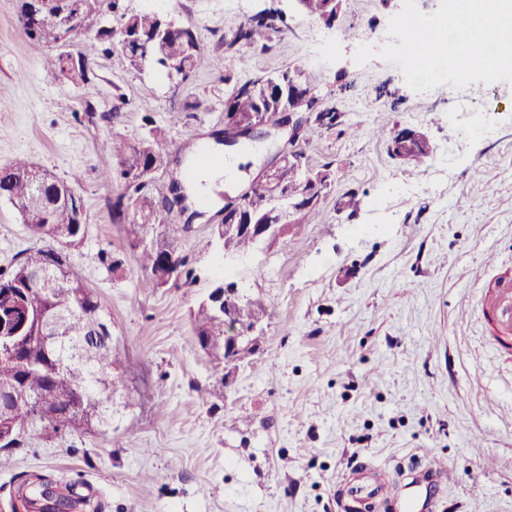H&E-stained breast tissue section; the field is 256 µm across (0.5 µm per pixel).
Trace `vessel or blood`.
<instances>
[{
  "label": "vessel or blood",
  "mask_w": 512,
  "mask_h": 512,
  "mask_svg": "<svg viewBox=\"0 0 512 512\" xmlns=\"http://www.w3.org/2000/svg\"><path fill=\"white\" fill-rule=\"evenodd\" d=\"M483 314L501 349L512 348V277L490 282L481 301ZM453 480L450 466L439 463L412 475L401 490L377 476L369 462L349 465L336 482L337 512H373L376 501H389L394 512H435L441 485Z\"/></svg>",
  "instance_id": "1"
}]
</instances>
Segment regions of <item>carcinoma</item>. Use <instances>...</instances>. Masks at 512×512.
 Instances as JSON below:
<instances>
[{"label": "carcinoma", "instance_id": "1", "mask_svg": "<svg viewBox=\"0 0 512 512\" xmlns=\"http://www.w3.org/2000/svg\"><path fill=\"white\" fill-rule=\"evenodd\" d=\"M75 17L76 27L97 31V38L108 43L104 51L112 53L119 63L140 68L144 62L166 74L175 71L183 77L212 66L194 32L185 28L173 34H161L159 16L154 12L133 13L125 17L120 39H109L105 28V6H115L114 0H64ZM30 0H22L21 17L34 48L58 44L63 38L62 9L53 5L36 9L29 18ZM276 17L245 22L237 15L224 17V33L231 47L256 49L264 45L266 30L274 26ZM48 66L59 70L75 82L88 81L87 66H76L71 52L59 53ZM286 70L256 86L248 80L234 90L225 101V110L238 112L254 122L272 120L289 109L306 115L304 144H310L322 125L308 116L313 102L300 95L288 97ZM167 141L162 132L147 124L145 134L133 143L104 142L101 151L106 158H117L124 180L125 193L116 208L127 213L129 223L136 226L130 240L139 253L142 268L148 272L147 288H164L166 254L177 253L180 276L193 279L188 256L178 252L174 237L153 234L160 209L166 202H157L149 192L152 173L167 155ZM332 163L315 169L305 163L287 165L288 188L291 197L281 209L279 223L300 226L310 224L316 216V202L298 203L309 189L311 179L323 176L320 192L329 186ZM31 163L17 158L0 167V192L20 214L31 237L47 244L30 247L9 270L0 271V383L7 382L25 393L26 402L12 419L38 422L46 431L58 433L81 427L112 428V404L115 386L121 376L112 372V322L104 312L97 295L72 270L66 246L84 237L85 225L73 217L67 205V194L78 182L61 180L51 173V185L45 187L30 171ZM274 189L266 182L252 181L245 201V214L256 222L270 212ZM224 246L240 254L256 247L248 236L235 233L224 239ZM38 270L47 278L35 281L30 275ZM239 314L250 322L258 315L269 316L271 305L260 300H241L235 304ZM194 334L214 336L224 332V322L206 314L203 306L192 313ZM25 445V435L10 433L7 420L0 421V452H11ZM17 499L30 512H74L81 500L72 496H51L41 491L38 497L19 487Z\"/></svg>", "mask_w": 512, "mask_h": 512}]
</instances>
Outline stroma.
Returning a JSON list of instances; mask_svg holds the SVG:
<instances>
[{
    "instance_id": "obj_1",
    "label": "stroma",
    "mask_w": 512,
    "mask_h": 512,
    "mask_svg": "<svg viewBox=\"0 0 512 512\" xmlns=\"http://www.w3.org/2000/svg\"><path fill=\"white\" fill-rule=\"evenodd\" d=\"M403 0H343L335 26L298 14L291 0H119L106 24L154 9L196 33L213 66L188 78L117 64L101 53L88 83L50 71L30 45L20 0H0V166L26 157L57 178L79 173L86 235L68 251L73 270L112 319V358L133 406L115 405L111 429L53 434L33 425L0 471V512L24 475L70 483L94 512H336L346 463L372 461L397 479L417 460L453 467L437 512H512V354L499 351L482 316L485 283L512 274V83L481 82L417 93L398 66L355 53L386 40ZM285 12L264 47L236 50L224 17ZM350 30V38L339 35ZM298 69L318 105L340 112L306 149L331 163L315 221L228 264V280L273 303L260 347L237 368L214 369L190 312L216 280L201 249L221 212L188 220L163 211L194 283L155 291L112 204L124 184H104V141L160 128L168 157L152 179L195 165L224 128V102L247 80ZM423 130L421 166L391 157L373 130ZM357 212L338 210L347 192ZM0 203V269L31 246ZM263 276H254L255 266Z\"/></svg>"
}]
</instances>
